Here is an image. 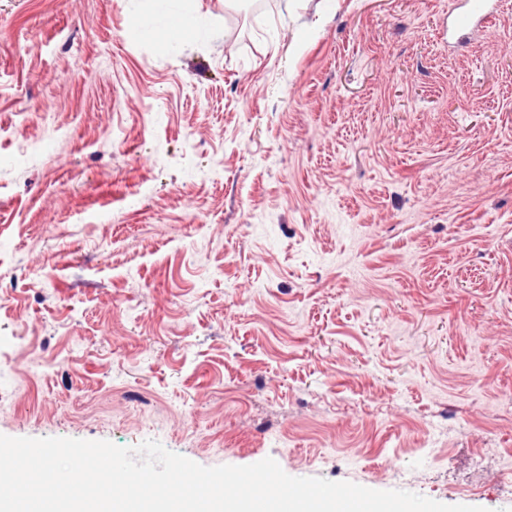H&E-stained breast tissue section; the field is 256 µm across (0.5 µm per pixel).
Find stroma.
<instances>
[{"label":"stroma","instance_id":"35a3bbf8","mask_svg":"<svg viewBox=\"0 0 512 512\" xmlns=\"http://www.w3.org/2000/svg\"><path fill=\"white\" fill-rule=\"evenodd\" d=\"M0 0V434L512 512V0ZM462 6L459 7L451 21L453 32L459 39L466 35L488 14L489 0H462Z\"/></svg>","mask_w":512,"mask_h":512}]
</instances>
